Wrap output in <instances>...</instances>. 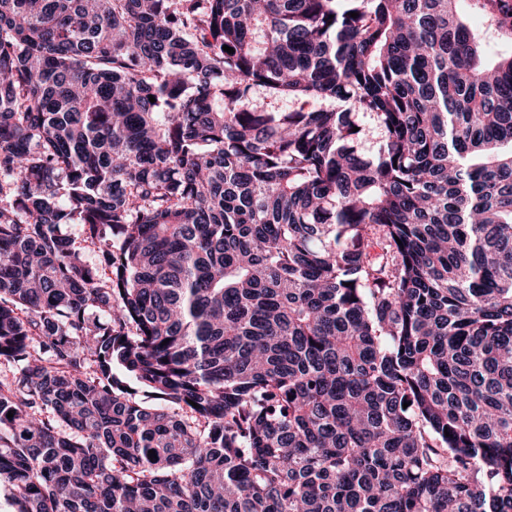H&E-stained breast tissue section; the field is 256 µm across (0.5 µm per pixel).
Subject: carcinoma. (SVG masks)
Masks as SVG:
<instances>
[{
	"label": "carcinoma",
	"mask_w": 512,
	"mask_h": 512,
	"mask_svg": "<svg viewBox=\"0 0 512 512\" xmlns=\"http://www.w3.org/2000/svg\"><path fill=\"white\" fill-rule=\"evenodd\" d=\"M0 364L13 512H512V0H0Z\"/></svg>",
	"instance_id": "1"
}]
</instances>
